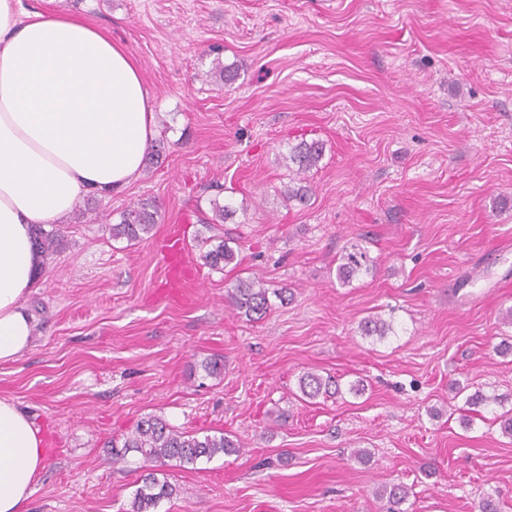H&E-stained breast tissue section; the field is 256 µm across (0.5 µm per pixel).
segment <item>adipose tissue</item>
Wrapping results in <instances>:
<instances>
[{"label": "adipose tissue", "instance_id": "adipose-tissue-1", "mask_svg": "<svg viewBox=\"0 0 512 512\" xmlns=\"http://www.w3.org/2000/svg\"><path fill=\"white\" fill-rule=\"evenodd\" d=\"M153 137L148 90L120 44L82 21L0 0V363L32 342L24 301L44 266L34 225L135 181ZM44 466L37 429L0 399V512H26Z\"/></svg>", "mask_w": 512, "mask_h": 512}]
</instances>
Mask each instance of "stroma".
<instances>
[{
    "instance_id": "obj_1",
    "label": "stroma",
    "mask_w": 512,
    "mask_h": 512,
    "mask_svg": "<svg viewBox=\"0 0 512 512\" xmlns=\"http://www.w3.org/2000/svg\"><path fill=\"white\" fill-rule=\"evenodd\" d=\"M106 31L139 66L168 147L118 192L84 198L25 301L32 345L0 363V399L38 429L46 462L28 512H129L140 455L112 439L158 416L238 453L163 466L156 512H512V0H22ZM239 74L210 77L214 58ZM325 153L308 204L287 201L282 158ZM237 213L236 254L196 266L168 299L158 241L188 237L215 195ZM152 200L137 245L109 223ZM96 211L108 223L90 222ZM367 238L376 271L346 287L337 258ZM290 292L260 320L227 302L236 280ZM385 338L362 335L373 314ZM224 364L206 375V362ZM312 371L338 394L303 398ZM500 395L468 408L456 384ZM356 449L364 460L352 459Z\"/></svg>"
}]
</instances>
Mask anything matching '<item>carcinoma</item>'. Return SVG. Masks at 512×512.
<instances>
[{"instance_id": "obj_1", "label": "carcinoma", "mask_w": 512, "mask_h": 512, "mask_svg": "<svg viewBox=\"0 0 512 512\" xmlns=\"http://www.w3.org/2000/svg\"><path fill=\"white\" fill-rule=\"evenodd\" d=\"M211 74L226 86H231L236 78L235 71L224 65L220 58L213 60ZM324 143L319 140H303L289 148L288 154L283 157L288 169L298 176L297 184L288 186L285 197L289 201L305 204L312 194L310 185L301 178V175L315 168L324 155ZM212 216L206 224H224L236 215V209L231 203L214 198L209 201ZM158 218L157 205L152 202H137L121 212L120 221L109 225L112 239H124L130 244L143 242L150 238ZM60 238V229L51 226L46 229L40 225L33 231L35 248L46 259L52 257L56 251ZM199 259L202 265L211 270H222L224 266L232 263L235 252L229 248L224 237L212 235L201 238V252ZM377 259L372 257L366 246L360 241H352L342 249L339 264L336 267V280L339 285L346 287L353 280L364 274H369L376 268ZM288 289L281 288L270 291L259 278L236 282L228 290V300L231 307L244 313L252 319L264 317L270 308L269 294L278 296L280 300L286 299ZM365 336L384 337L393 331L392 321L378 315L363 319L359 325ZM299 390L303 396L314 399L321 394L332 391L339 392L336 382L330 378H322L313 372L303 373L298 380ZM500 403L496 394H486L480 390L469 395L466 404L473 407L488 408ZM134 450L143 460L141 486L134 494L131 512H153L159 502L169 499L176 494V486L169 481L157 478L155 468L169 462L179 465L196 464L201 459L211 460L219 454H228L239 451V445L228 436L206 435L200 439L195 435L181 432L168 424L165 420L148 416L139 420L135 427L122 437V441L112 440V457L125 456L128 450ZM408 491L400 485L382 486L379 496L387 498L390 507L388 512H403L401 505L406 500Z\"/></svg>"}]
</instances>
